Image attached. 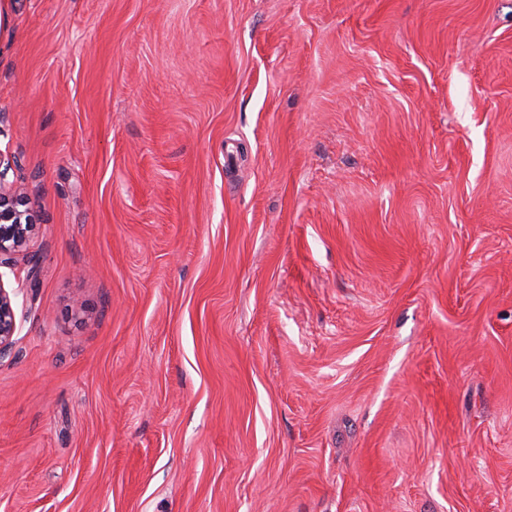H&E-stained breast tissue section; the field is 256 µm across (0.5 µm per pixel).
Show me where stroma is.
I'll list each match as a JSON object with an SVG mask.
<instances>
[{
	"mask_svg": "<svg viewBox=\"0 0 512 512\" xmlns=\"http://www.w3.org/2000/svg\"><path fill=\"white\" fill-rule=\"evenodd\" d=\"M0 150V512H512V0H0ZM11 158L0 150V266L23 253L37 224V215L9 180ZM19 293V289L9 291L0 281V356L11 347L19 331L15 309V298Z\"/></svg>",
	"mask_w": 512,
	"mask_h": 512,
	"instance_id": "obj_1",
	"label": "stroma"
}]
</instances>
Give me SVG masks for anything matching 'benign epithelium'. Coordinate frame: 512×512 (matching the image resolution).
<instances>
[{
  "mask_svg": "<svg viewBox=\"0 0 512 512\" xmlns=\"http://www.w3.org/2000/svg\"><path fill=\"white\" fill-rule=\"evenodd\" d=\"M13 170L9 155L0 152V265L23 253L37 224V215L9 180ZM20 290H8L0 280V356L14 343L19 331L15 298Z\"/></svg>",
  "mask_w": 512,
  "mask_h": 512,
  "instance_id": "benign-epithelium-1",
  "label": "benign epithelium"
}]
</instances>
